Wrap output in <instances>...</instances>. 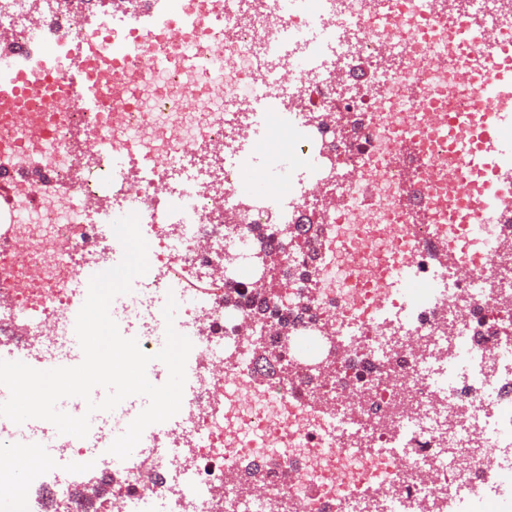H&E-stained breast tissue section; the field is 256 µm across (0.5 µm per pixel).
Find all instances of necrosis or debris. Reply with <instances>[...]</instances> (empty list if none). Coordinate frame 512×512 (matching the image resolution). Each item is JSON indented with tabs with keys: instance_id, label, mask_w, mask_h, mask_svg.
<instances>
[{
	"instance_id": "obj_1",
	"label": "necrosis or debris",
	"mask_w": 512,
	"mask_h": 512,
	"mask_svg": "<svg viewBox=\"0 0 512 512\" xmlns=\"http://www.w3.org/2000/svg\"><path fill=\"white\" fill-rule=\"evenodd\" d=\"M94 0H0V34L31 54L29 70L71 65L88 36L74 19ZM185 35L139 34L86 52L111 99L83 108L34 79L26 103L0 93V330L24 321L16 360L67 351L87 269L113 266L108 227L134 213L148 227L146 274L111 303L121 334L152 353L164 335L155 298L170 288L175 330L192 343L193 397L151 425V448L114 460L112 489L86 497L85 472L106 448L26 425L0 430V450L48 449L23 484L0 474V512H512V215L489 210L434 113L463 112L454 135L480 126L490 101L482 71L456 37L469 21L512 37V0H173ZM43 23L33 38L34 20ZM146 54L166 58L151 70ZM197 69L183 68L186 55ZM370 64L366 83L355 71ZM287 134L298 181L246 199L242 174ZM41 162L45 179L26 176ZM424 208L402 203L403 183ZM335 201L331 260L306 239L289 267H312L292 343L255 383L256 335L237 327L252 289L253 231L304 224L315 191ZM336 338L330 377L314 366L323 329ZM457 448L477 454L459 458ZM278 452L254 480L246 460Z\"/></svg>"
}]
</instances>
